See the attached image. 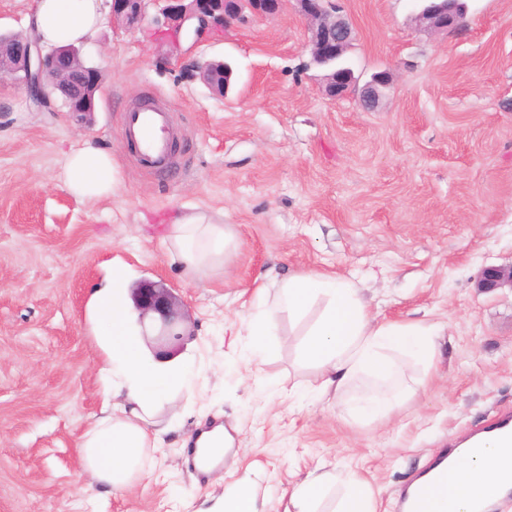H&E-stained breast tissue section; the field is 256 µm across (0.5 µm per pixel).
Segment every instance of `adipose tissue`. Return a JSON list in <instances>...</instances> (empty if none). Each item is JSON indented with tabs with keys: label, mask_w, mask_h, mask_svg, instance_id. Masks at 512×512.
<instances>
[{
	"label": "adipose tissue",
	"mask_w": 512,
	"mask_h": 512,
	"mask_svg": "<svg viewBox=\"0 0 512 512\" xmlns=\"http://www.w3.org/2000/svg\"><path fill=\"white\" fill-rule=\"evenodd\" d=\"M102 22L100 0H36L27 17L30 36L49 47L76 45ZM59 179L75 196L93 200L111 196L116 185L112 154L92 144L67 153ZM232 235L220 224L195 219L168 225L164 242L192 281H205L224 262ZM323 309L300 344L302 363L316 375L314 386L303 388L312 401L341 398L344 412L368 424L391 417L403 398L417 396L424 382L407 384L410 365L432 370L442 336L440 327L419 321L378 323L368 315L358 290L346 279L318 271L298 272L275 284L274 295L259 291L250 323L251 346L244 362L260 366L276 315H303L312 305ZM98 329L103 356L101 375L107 405L79 443L82 473L112 491L125 489L138 472L147 449L161 445L156 416L161 401L172 393L195 394L200 373L190 365L176 366L144 352L135 333L137 312L129 298L121 268H112L103 287L88 302ZM368 379L372 391L349 393L354 381ZM448 465V512H473L474 497L493 506L512 491L504 472L511 468L500 449H486L481 458L459 453ZM344 495L333 512H375L371 486L354 473L309 472L288 492L285 512H321L334 484ZM268 497L259 496L251 481L226 485L212 512H268Z\"/></svg>",
	"instance_id": "adipose-tissue-1"
}]
</instances>
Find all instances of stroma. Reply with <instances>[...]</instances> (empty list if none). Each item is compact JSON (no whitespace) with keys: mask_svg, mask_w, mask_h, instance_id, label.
Returning <instances> with one entry per match:
<instances>
[{"mask_svg":"<svg viewBox=\"0 0 512 512\" xmlns=\"http://www.w3.org/2000/svg\"><path fill=\"white\" fill-rule=\"evenodd\" d=\"M341 5L356 76H390L372 112L356 92L325 96L291 8L177 57L156 13L105 21L79 46L102 73L91 112L36 104L22 79L0 76V512H205L246 474L283 512L281 496L317 468L356 473L377 512H400L401 490L440 453L512 410V289L477 286L483 268L512 264V0H466L464 25L443 34L419 26L421 0ZM210 59L233 63L228 95L199 79ZM148 97L180 126L169 174L142 169L122 134L123 113ZM87 142L112 153V197L82 200L58 179ZM191 215L234 237L200 284L163 242ZM114 262L130 285L160 281L182 298L194 334L176 355L209 390L164 404L162 447L111 494L76 476L103 403L86 304ZM308 270L351 281L375 321L443 327L434 381L391 420L360 426L296 395L314 380L299 344L316 311L279 315L260 371L240 367L258 288ZM220 424L237 427L234 451L199 477L187 451Z\"/></svg>","mask_w":512,"mask_h":512,"instance_id":"stroma-1","label":"stroma"}]
</instances>
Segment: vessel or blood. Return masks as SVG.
Instances as JSON below:
<instances>
[{"label": "vessel or blood", "mask_w": 512, "mask_h": 512, "mask_svg": "<svg viewBox=\"0 0 512 512\" xmlns=\"http://www.w3.org/2000/svg\"><path fill=\"white\" fill-rule=\"evenodd\" d=\"M123 127L126 139L135 148L143 167L157 171L170 165L174 124L166 102L159 101L126 112ZM486 431L496 436L504 451H512V416H500L487 426ZM446 479L447 472L441 469L434 474L431 487L415 488L412 512H448L447 499L433 492L434 487L444 484Z\"/></svg>", "instance_id": "vessel-or-blood-1"}]
</instances>
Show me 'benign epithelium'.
Here are the masks:
<instances>
[{"label": "benign epithelium", "instance_id": "7a95c632", "mask_svg": "<svg viewBox=\"0 0 512 512\" xmlns=\"http://www.w3.org/2000/svg\"><path fill=\"white\" fill-rule=\"evenodd\" d=\"M418 22L425 30L446 33L458 29L466 15L463 0H428ZM309 22L307 48L310 64L325 71L323 82L327 95L343 96L358 84L354 71L344 75L336 72V58L352 48L354 29L343 14L337 0H111L112 20L133 25L141 21L149 9L177 31L183 41L195 47L205 40L209 29L222 26L228 30L255 20L278 16L288 6ZM199 76L220 92H227L232 70L223 61H205L197 65ZM19 72L41 99L54 93L67 99L69 93L82 87L94 94L100 86L99 70L86 66L74 47H56L43 51L39 43L22 33H13L8 42L0 43V73L8 76ZM388 85L387 73L376 72L359 88V100L367 110L377 107ZM512 288V265L487 266L478 281V288L491 292ZM132 299L139 313L140 325L152 314L158 315L159 329L155 337V357L168 359L172 345L182 340L188 322L184 304L162 282H144L132 289Z\"/></svg>", "mask_w": 512, "mask_h": 512}]
</instances>
